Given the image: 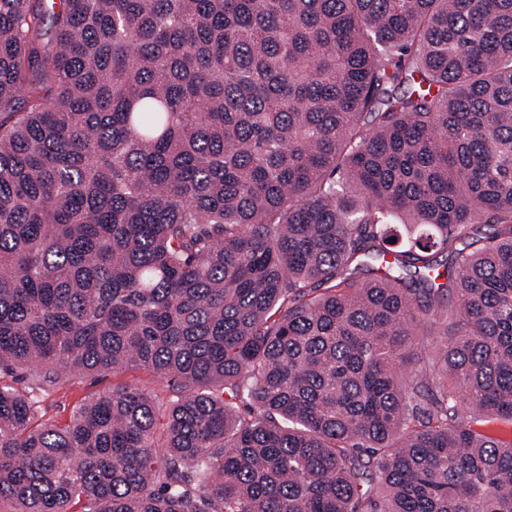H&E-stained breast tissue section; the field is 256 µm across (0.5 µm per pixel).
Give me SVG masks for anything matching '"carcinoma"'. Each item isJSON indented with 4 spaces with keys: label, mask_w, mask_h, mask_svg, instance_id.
I'll use <instances>...</instances> for the list:
<instances>
[{
    "label": "carcinoma",
    "mask_w": 512,
    "mask_h": 512,
    "mask_svg": "<svg viewBox=\"0 0 512 512\" xmlns=\"http://www.w3.org/2000/svg\"><path fill=\"white\" fill-rule=\"evenodd\" d=\"M130 364L0 512H512V0H0V370Z\"/></svg>",
    "instance_id": "1"
}]
</instances>
